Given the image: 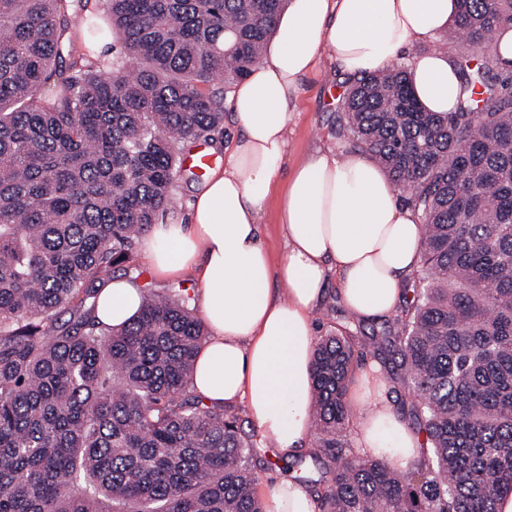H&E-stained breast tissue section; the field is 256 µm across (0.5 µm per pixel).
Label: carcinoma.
Listing matches in <instances>:
<instances>
[{
	"mask_svg": "<svg viewBox=\"0 0 512 512\" xmlns=\"http://www.w3.org/2000/svg\"><path fill=\"white\" fill-rule=\"evenodd\" d=\"M456 111L427 112L406 63L348 80L336 139L382 167L423 224L421 277L380 336L414 398L417 464L349 454L353 336L313 361L321 512H498L512 493V67L493 35L512 0H457ZM0 0V512H266L254 443L195 393L204 320L187 290L142 296L123 327L86 305L175 204L188 149L285 0ZM107 33L112 67L73 56ZM69 312L62 322L59 313Z\"/></svg>",
	"mask_w": 512,
	"mask_h": 512,
	"instance_id": "carcinoma-1",
	"label": "carcinoma"
}]
</instances>
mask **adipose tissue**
<instances>
[{
	"mask_svg": "<svg viewBox=\"0 0 512 512\" xmlns=\"http://www.w3.org/2000/svg\"><path fill=\"white\" fill-rule=\"evenodd\" d=\"M456 15L457 0H286L260 61L235 88L241 135L226 146L225 166L196 192L186 223L153 225L144 242L157 277L188 274L198 285L208 337L196 361V392L214 405L246 403L285 456L299 455L310 435L314 314L329 276L348 311L384 317L402 303L420 264L423 230L370 155L320 150L288 179L279 209L286 253L272 261L260 220L288 154L291 103L323 58L357 77L406 52L419 103L454 111L459 78L448 53L409 49L436 39ZM275 280L285 291L277 301ZM141 303L135 282L114 279L100 289L95 315L118 328ZM385 387L377 368L355 371L348 400L365 409L363 452L402 463L417 456L421 440L385 400ZM268 501V512H320L309 488L286 479Z\"/></svg>",
	"mask_w": 512,
	"mask_h": 512,
	"instance_id": "ef3b65f1",
	"label": "adipose tissue"
}]
</instances>
